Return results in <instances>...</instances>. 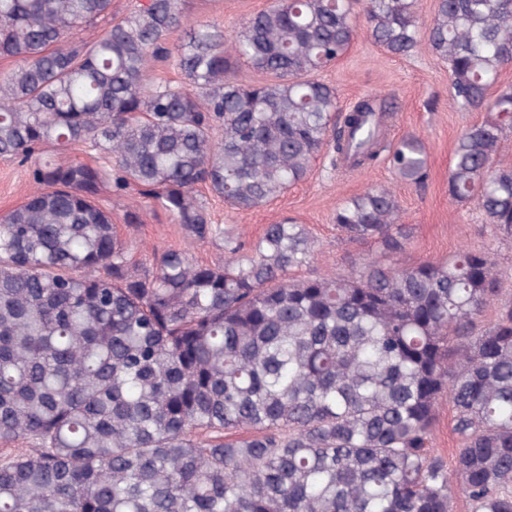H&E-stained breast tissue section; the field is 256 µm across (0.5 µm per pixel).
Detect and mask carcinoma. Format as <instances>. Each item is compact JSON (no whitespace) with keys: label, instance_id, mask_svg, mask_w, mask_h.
Listing matches in <instances>:
<instances>
[{"label":"carcinoma","instance_id":"cac0c4a2","mask_svg":"<svg viewBox=\"0 0 512 512\" xmlns=\"http://www.w3.org/2000/svg\"><path fill=\"white\" fill-rule=\"evenodd\" d=\"M418 0H276L232 40L215 26L177 47L180 0H147L103 34L112 0H0V158L34 161L37 190L0 217V512H512V299L497 262L462 249L412 267L366 258L348 274L290 279L316 240L288 218L252 254L224 238L205 185L251 211L301 181L387 153L426 177L415 136L387 141L391 103L349 110L320 78L360 29L392 56L420 38ZM448 63L451 105L480 110L461 133L448 195L512 240V0H437L427 29ZM174 59L189 87L154 83ZM244 62L267 76L234 77ZM108 161L48 163L51 148ZM138 188L222 264L181 249L132 261L102 188ZM353 243L402 252L386 187L336 209ZM494 322L480 327L482 310ZM460 448H428L443 395Z\"/></svg>","mask_w":512,"mask_h":512}]
</instances>
